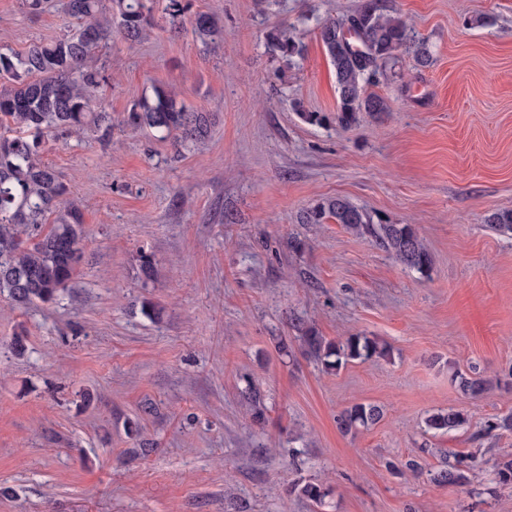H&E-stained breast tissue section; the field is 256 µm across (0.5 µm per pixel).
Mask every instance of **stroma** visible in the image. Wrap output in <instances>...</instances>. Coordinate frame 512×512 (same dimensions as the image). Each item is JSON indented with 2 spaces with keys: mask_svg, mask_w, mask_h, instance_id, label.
<instances>
[{
  "mask_svg": "<svg viewBox=\"0 0 512 512\" xmlns=\"http://www.w3.org/2000/svg\"><path fill=\"white\" fill-rule=\"evenodd\" d=\"M360 2L188 0L223 22V44L160 24L132 48L107 41L111 144L70 137L45 156L84 213L74 284L50 304L0 294V512H512L495 483L512 431H484L512 413V385L466 399L455 384L512 369V233L487 223L512 209V0H382L431 64L401 52L366 85L387 111L352 129L308 123L338 101L317 23ZM64 26L57 0L38 15L0 0V47ZM278 27L304 46L287 65L267 48ZM157 87L218 113L204 145L179 155L119 126ZM330 197L414 225L429 276L302 223ZM308 328L393 354L326 372ZM360 402L383 419L342 434L337 414ZM451 407L466 426L426 430ZM455 453L477 457L468 483L435 484ZM410 459L421 474L387 467ZM308 482L322 504L300 496Z\"/></svg>",
  "mask_w": 512,
  "mask_h": 512,
  "instance_id": "stroma-1",
  "label": "stroma"
}]
</instances>
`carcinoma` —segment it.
Returning <instances> with one entry per match:
<instances>
[{
    "instance_id": "1",
    "label": "carcinoma",
    "mask_w": 512,
    "mask_h": 512,
    "mask_svg": "<svg viewBox=\"0 0 512 512\" xmlns=\"http://www.w3.org/2000/svg\"><path fill=\"white\" fill-rule=\"evenodd\" d=\"M71 20L64 32L50 41H35L26 50L0 49V292L19 306L38 300L50 303L72 283L81 253L84 213L67 199V187L43 154L59 136L88 133L109 136L112 113L96 100L107 83L90 60L110 38L112 28L137 44L155 26L152 0H59ZM165 23L177 31L190 25L195 40L204 47L224 42V25L209 12L186 17L183 0H167ZM319 39L334 69L338 92L336 122L344 128L357 125L364 112H384L387 103L369 93L366 84L379 61L397 63L402 50L413 52L418 65L431 63L426 44L414 40L407 22L384 12L380 0H361L348 21L325 19ZM269 52L285 63L303 46L276 29L267 38ZM216 114L188 108L172 90L154 89L153 96L134 103L121 120L131 130L152 129L174 138L177 152L194 148L210 135ZM342 225L368 238L396 262L427 275L432 257L410 224H375L361 208L341 197L325 199L302 216L304 224ZM488 224L499 232H512V210H497ZM306 354L332 372L351 360L362 362L391 357L392 348L366 335L327 340L308 330L301 337ZM455 381L461 394L481 397L501 384V378L473 371ZM384 418V409L372 403H355L336 416L345 434L367 429ZM468 423L461 409L450 407L429 415L425 425L451 431ZM474 455H456L433 474L439 485L468 482Z\"/></svg>"
}]
</instances>
